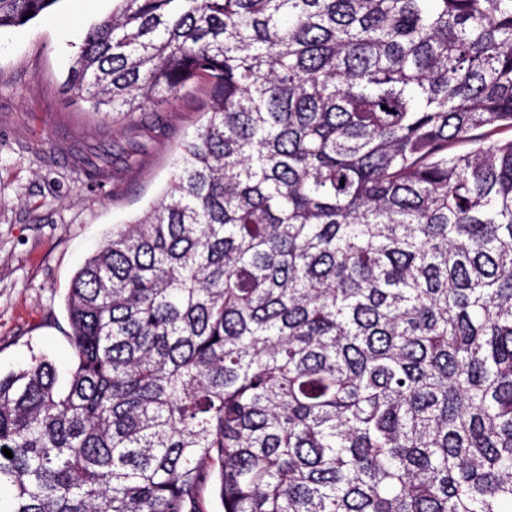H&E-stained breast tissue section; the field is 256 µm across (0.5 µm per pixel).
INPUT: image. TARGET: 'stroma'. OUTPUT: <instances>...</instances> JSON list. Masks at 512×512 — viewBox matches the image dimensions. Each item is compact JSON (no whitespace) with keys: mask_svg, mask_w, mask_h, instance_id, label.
Returning a JSON list of instances; mask_svg holds the SVG:
<instances>
[{"mask_svg":"<svg viewBox=\"0 0 512 512\" xmlns=\"http://www.w3.org/2000/svg\"><path fill=\"white\" fill-rule=\"evenodd\" d=\"M113 0H59L44 18L0 31V372L46 356L67 381L74 353L65 297L76 271L110 235L159 199L177 148L206 99L188 88L176 108L136 113L135 131L60 91L87 30ZM144 144L133 166L92 185L78 166L89 149L122 154Z\"/></svg>","mask_w":512,"mask_h":512,"instance_id":"1","label":"stroma"}]
</instances>
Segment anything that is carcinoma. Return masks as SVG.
<instances>
[{"label": "carcinoma", "instance_id": "obj_1", "mask_svg": "<svg viewBox=\"0 0 512 512\" xmlns=\"http://www.w3.org/2000/svg\"><path fill=\"white\" fill-rule=\"evenodd\" d=\"M195 84L72 279L66 385L0 375L5 512H512V0H117L61 91Z\"/></svg>", "mask_w": 512, "mask_h": 512}]
</instances>
